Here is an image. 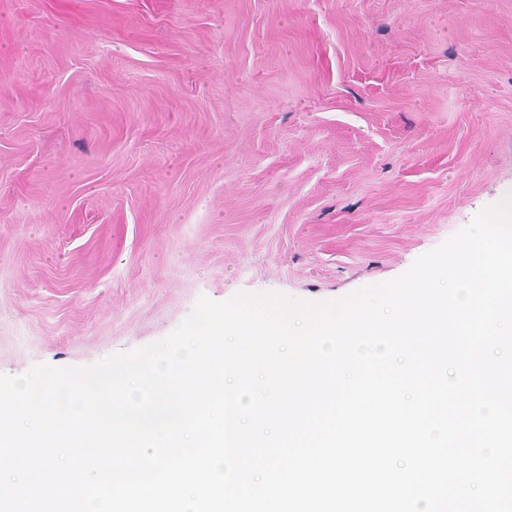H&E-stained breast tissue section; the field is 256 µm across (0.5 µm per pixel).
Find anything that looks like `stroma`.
<instances>
[{"instance_id": "obj_1", "label": "stroma", "mask_w": 512, "mask_h": 512, "mask_svg": "<svg viewBox=\"0 0 512 512\" xmlns=\"http://www.w3.org/2000/svg\"><path fill=\"white\" fill-rule=\"evenodd\" d=\"M511 191L512 0H0V375L395 279Z\"/></svg>"}]
</instances>
